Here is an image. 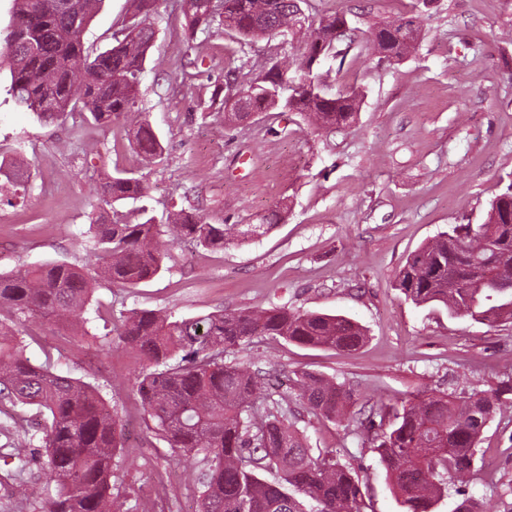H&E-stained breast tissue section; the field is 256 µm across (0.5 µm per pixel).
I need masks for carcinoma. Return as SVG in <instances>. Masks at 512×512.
<instances>
[{"instance_id":"1","label":"carcinoma","mask_w":512,"mask_h":512,"mask_svg":"<svg viewBox=\"0 0 512 512\" xmlns=\"http://www.w3.org/2000/svg\"><path fill=\"white\" fill-rule=\"evenodd\" d=\"M100 0H14L5 37L10 78L6 92L16 107L51 124L74 112H87L101 126L127 116L137 103L147 54L157 38L151 21L157 0H134L141 19L113 33L109 45L91 52L84 33ZM184 0L189 38L222 28L253 41L294 34L301 20L292 0ZM346 14L324 15L299 34L306 52L300 77L288 79L279 61L261 66L243 89V104L224 110L238 123L259 107L296 112L319 129L350 126L360 107L354 94L326 91L317 72L336 58ZM373 47L397 61L415 48L420 29L410 19L373 25ZM132 127L141 161L151 163L163 147L151 123ZM0 176L26 187L30 175L0 163ZM146 187L127 172L99 183L102 200L113 205L138 200ZM283 215L273 212L258 224H209L182 209L163 226L115 210L88 217L92 250L86 263L42 262L0 272V401L43 417L42 470L51 491L39 512H120L114 459L125 447L121 420L100 391L77 378L53 372L26 356L27 323H50L61 336L82 335L83 313L96 283L121 287L147 283L166 270L171 241L222 249L268 234ZM396 288L418 307H443L489 326L512 323V181L489 203L484 223L457 224L413 252L396 275ZM257 337L290 344L350 352L366 341L358 322L337 314L291 311H218L175 319L134 308L113 322L112 343L132 349L149 368L136 380L146 428L169 447L200 458L201 471L186 478L198 512H365L362 482L336 452H313L297 427L291 404L328 421L346 424L361 446L372 449L405 512H436L457 498L452 512H482L466 491L479 471L478 448L487 426L512 410V376L485 389L480 384L438 394L422 392L398 404L361 398L346 383L309 371L295 373L288 390L261 379L238 359H227ZM26 418L13 423L9 456L16 468L13 503L33 494L23 477L35 435ZM275 471L269 480L263 473Z\"/></svg>"}]
</instances>
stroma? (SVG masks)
Returning <instances> with one entry per match:
<instances>
[{
  "instance_id": "1",
  "label": "stroma",
  "mask_w": 512,
  "mask_h": 512,
  "mask_svg": "<svg viewBox=\"0 0 512 512\" xmlns=\"http://www.w3.org/2000/svg\"><path fill=\"white\" fill-rule=\"evenodd\" d=\"M311 17L345 13L367 31L396 17L415 18L421 39L401 62L353 45L321 71L330 90L353 89L361 104L352 126L318 130L287 112H260L238 124L212 101L243 89L272 56L289 63L305 48L275 36L238 42L221 29L187 38L182 0H160L158 29L140 84V106L159 133L161 160L143 163L128 145L127 119L104 128L92 119L40 124L6 93L0 52V160L30 165L27 193L0 181V272L25 262L79 263L95 192L104 175L130 170L148 186L142 198L156 223L198 209L210 224H256L287 207L283 223L243 246L218 251L189 243L170 250L168 270L134 288L100 283L87 310L88 333L63 343L51 325L26 337L33 363L99 388L126 423L129 439L115 468L124 512H151L141 464L172 475V512H195L186 474L197 459L178 455L143 423L133 388L145 362L111 348L112 320L133 308L175 317L217 310H293L340 314L361 324L352 352L296 346L264 337L241 359L265 378L310 370L355 385L364 397L396 403L449 380L495 384L512 373V324L489 327L418 307L395 288L406 257L453 224H480L488 202L512 181V0H307ZM133 0H102L84 41L105 46L136 20ZM308 443L336 450L359 475L367 512H402L383 467L344 426L301 416ZM493 480L469 491L483 512H512V419H495L481 444Z\"/></svg>"
}]
</instances>
